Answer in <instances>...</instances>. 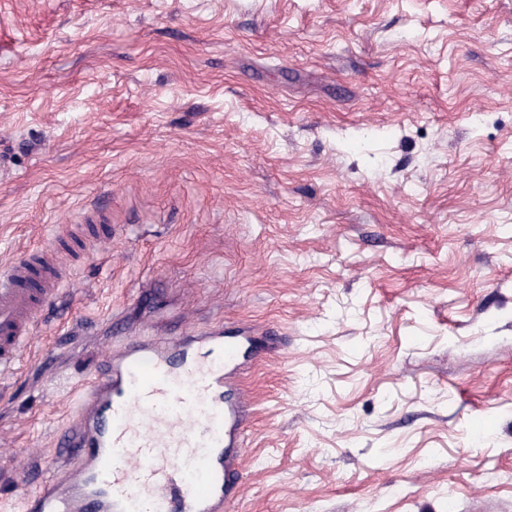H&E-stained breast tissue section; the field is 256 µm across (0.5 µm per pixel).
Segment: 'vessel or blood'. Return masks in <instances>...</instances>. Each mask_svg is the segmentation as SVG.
Masks as SVG:
<instances>
[{
  "label": "vessel or blood",
  "instance_id": "1",
  "mask_svg": "<svg viewBox=\"0 0 512 512\" xmlns=\"http://www.w3.org/2000/svg\"><path fill=\"white\" fill-rule=\"evenodd\" d=\"M91 224L60 238L71 251ZM60 275L36 250L0 273V372H10L31 340L34 322L57 294ZM244 337H127L106 353L98 376L82 380L81 411L63 429L68 466L17 495L29 512H230L243 489L241 390Z\"/></svg>",
  "mask_w": 512,
  "mask_h": 512
}]
</instances>
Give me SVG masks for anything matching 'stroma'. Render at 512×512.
<instances>
[{
  "label": "stroma",
  "instance_id": "35a3bbf8",
  "mask_svg": "<svg viewBox=\"0 0 512 512\" xmlns=\"http://www.w3.org/2000/svg\"><path fill=\"white\" fill-rule=\"evenodd\" d=\"M0 502L124 337L247 331L234 512H512V0H0ZM86 231L96 235L98 237L109 238L108 232L110 233L109 227L103 224H87L78 229H75L57 240L56 250L57 251H73L77 247H81L84 244L83 237ZM111 234V233H110ZM60 275L42 250L29 253L0 275V372L15 370L31 340L42 307L56 295Z\"/></svg>",
  "mask_w": 512,
  "mask_h": 512
}]
</instances>
